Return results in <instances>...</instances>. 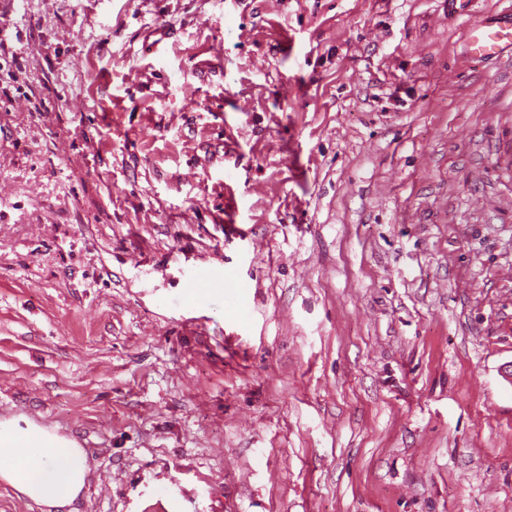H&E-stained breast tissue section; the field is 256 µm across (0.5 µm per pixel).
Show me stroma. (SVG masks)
<instances>
[{
    "mask_svg": "<svg viewBox=\"0 0 512 512\" xmlns=\"http://www.w3.org/2000/svg\"><path fill=\"white\" fill-rule=\"evenodd\" d=\"M510 9L0 0V421L73 512H512ZM469 46L479 56H500L504 52L512 55V14L507 25L497 22H479L470 30ZM87 454L33 423H0V481L50 508L73 504L86 486Z\"/></svg>",
    "mask_w": 512,
    "mask_h": 512,
    "instance_id": "1",
    "label": "stroma"
}]
</instances>
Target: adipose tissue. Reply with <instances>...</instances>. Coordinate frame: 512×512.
<instances>
[{"label":"adipose tissue","mask_w":512,"mask_h":512,"mask_svg":"<svg viewBox=\"0 0 512 512\" xmlns=\"http://www.w3.org/2000/svg\"><path fill=\"white\" fill-rule=\"evenodd\" d=\"M87 454L74 441L35 424L0 423V482L61 512L86 486Z\"/></svg>","instance_id":"adipose-tissue-1"}]
</instances>
